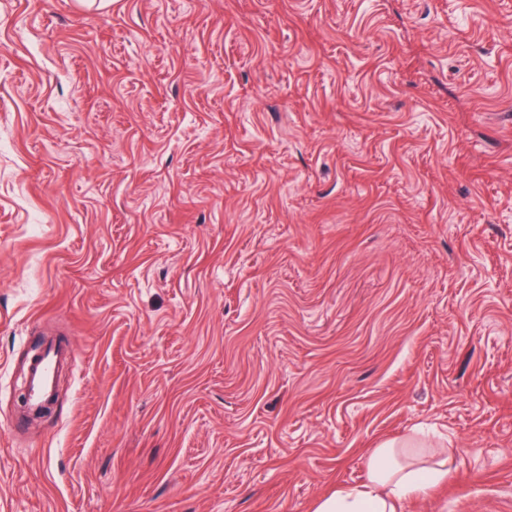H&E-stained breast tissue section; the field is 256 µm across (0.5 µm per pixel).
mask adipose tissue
Here are the masks:
<instances>
[{"label": "adipose tissue", "mask_w": 512, "mask_h": 512, "mask_svg": "<svg viewBox=\"0 0 512 512\" xmlns=\"http://www.w3.org/2000/svg\"><path fill=\"white\" fill-rule=\"evenodd\" d=\"M415 442H385L369 458L367 483L322 498L315 512H400L402 504L424 496L448 475L447 459L428 461Z\"/></svg>", "instance_id": "ef3b65f1"}]
</instances>
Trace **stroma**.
<instances>
[{"label": "stroma", "instance_id": "35a3bbf8", "mask_svg": "<svg viewBox=\"0 0 512 512\" xmlns=\"http://www.w3.org/2000/svg\"><path fill=\"white\" fill-rule=\"evenodd\" d=\"M423 428L402 512H512V0H0V512H314ZM66 353L63 346L50 345L45 356L39 362L31 364L26 389L31 406L41 405L52 395L56 367Z\"/></svg>", "mask_w": 512, "mask_h": 512}]
</instances>
